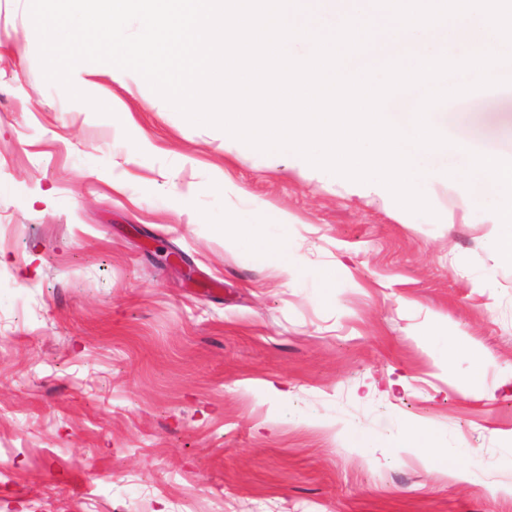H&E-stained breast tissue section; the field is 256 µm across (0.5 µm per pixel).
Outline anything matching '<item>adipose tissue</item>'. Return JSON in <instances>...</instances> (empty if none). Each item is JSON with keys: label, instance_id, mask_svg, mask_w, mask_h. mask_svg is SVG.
Segmentation results:
<instances>
[{"label": "adipose tissue", "instance_id": "obj_1", "mask_svg": "<svg viewBox=\"0 0 512 512\" xmlns=\"http://www.w3.org/2000/svg\"><path fill=\"white\" fill-rule=\"evenodd\" d=\"M285 213L268 207L262 210L237 209L224 216V237L239 248L267 258L281 274L294 275L296 257L289 251L287 241L264 235L258 223H287Z\"/></svg>", "mask_w": 512, "mask_h": 512}]
</instances>
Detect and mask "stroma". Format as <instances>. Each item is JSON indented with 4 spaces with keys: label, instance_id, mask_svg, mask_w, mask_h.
Returning <instances> with one entry per match:
<instances>
[{
    "label": "stroma",
    "instance_id": "1",
    "mask_svg": "<svg viewBox=\"0 0 512 512\" xmlns=\"http://www.w3.org/2000/svg\"><path fill=\"white\" fill-rule=\"evenodd\" d=\"M73 78L120 110L46 82L29 0H0V512H512L493 225L192 125L135 72ZM255 204L287 213L299 276L225 244Z\"/></svg>",
    "mask_w": 512,
    "mask_h": 512
}]
</instances>
